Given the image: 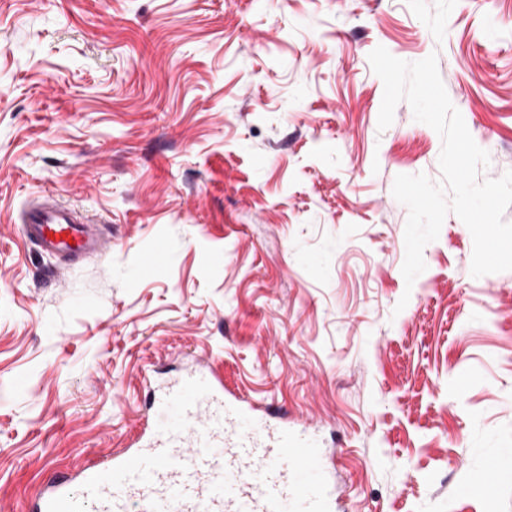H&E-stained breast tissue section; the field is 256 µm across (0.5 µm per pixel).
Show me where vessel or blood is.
<instances>
[{
	"mask_svg": "<svg viewBox=\"0 0 512 512\" xmlns=\"http://www.w3.org/2000/svg\"><path fill=\"white\" fill-rule=\"evenodd\" d=\"M22 237L57 260L96 254L101 228L45 201ZM133 446L35 493L34 512H335L336 484L314 431L225 387L212 361L153 392Z\"/></svg>",
	"mask_w": 512,
	"mask_h": 512,
	"instance_id": "vessel-or-blood-1",
	"label": "vessel or blood"
}]
</instances>
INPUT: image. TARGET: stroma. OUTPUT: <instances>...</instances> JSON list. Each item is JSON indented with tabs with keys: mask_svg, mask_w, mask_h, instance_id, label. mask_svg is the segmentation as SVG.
I'll list each match as a JSON object with an SVG mask.
<instances>
[{
	"mask_svg": "<svg viewBox=\"0 0 512 512\" xmlns=\"http://www.w3.org/2000/svg\"><path fill=\"white\" fill-rule=\"evenodd\" d=\"M379 46L436 55L479 180L512 170V0H0V512L201 356L317 424L339 512H512V271L472 277L451 213L406 286L392 186L442 141L404 101L379 130ZM48 192L103 253L23 241ZM498 473L497 464L489 462L485 469L477 473L471 480L470 485H461L457 488L459 494H468L472 487L478 486L486 492H491L494 488L496 476Z\"/></svg>",
	"mask_w": 512,
	"mask_h": 512,
	"instance_id": "35a3bbf8",
	"label": "stroma"
}]
</instances>
